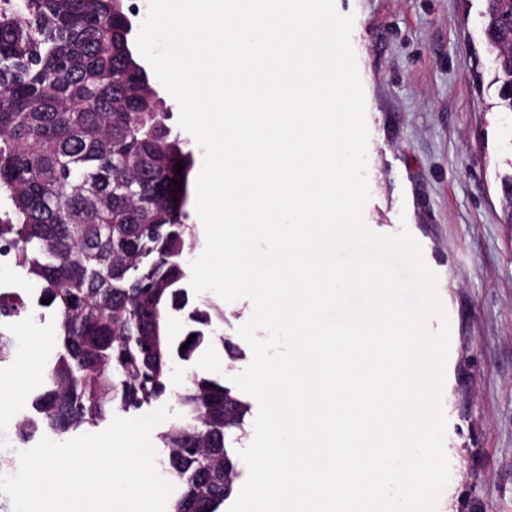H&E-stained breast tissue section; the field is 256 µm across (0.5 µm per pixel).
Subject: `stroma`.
Returning a JSON list of instances; mask_svg holds the SVG:
<instances>
[{
	"instance_id": "1",
	"label": "stroma",
	"mask_w": 512,
	"mask_h": 512,
	"mask_svg": "<svg viewBox=\"0 0 512 512\" xmlns=\"http://www.w3.org/2000/svg\"><path fill=\"white\" fill-rule=\"evenodd\" d=\"M354 18L352 45L370 132L367 226L408 227L440 276L451 343L444 409L451 478L438 512H512V223L501 181L512 175V112L496 106L493 56L482 34L486 0H335ZM194 305L224 312L218 342L176 361L172 389L193 374L225 379L252 360L238 329L250 300L213 291ZM11 351L0 376L18 374L21 355L58 346L52 318L26 312L0 328ZM235 353H228V346Z\"/></svg>"
}]
</instances>
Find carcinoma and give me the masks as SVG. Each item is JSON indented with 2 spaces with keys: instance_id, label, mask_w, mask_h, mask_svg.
Returning <instances> with one entry per match:
<instances>
[{
  "instance_id": "cac0c4a2",
  "label": "carcinoma",
  "mask_w": 512,
  "mask_h": 512,
  "mask_svg": "<svg viewBox=\"0 0 512 512\" xmlns=\"http://www.w3.org/2000/svg\"><path fill=\"white\" fill-rule=\"evenodd\" d=\"M124 17L115 0L0 5V195L8 202L0 253L24 271V287L54 316L60 338L31 400L36 416L16 422L23 441L43 427L59 437L116 408L163 400L174 361L212 342L213 322L223 320L216 307L195 308L184 336L168 334L188 304L193 159L171 136ZM483 17L498 106L512 112V0H486ZM25 310L0 295V321ZM157 327L160 349L147 356L144 337ZM177 405L159 435L161 471L180 486L170 512H218L238 477L234 430L249 405L198 373Z\"/></svg>"
}]
</instances>
